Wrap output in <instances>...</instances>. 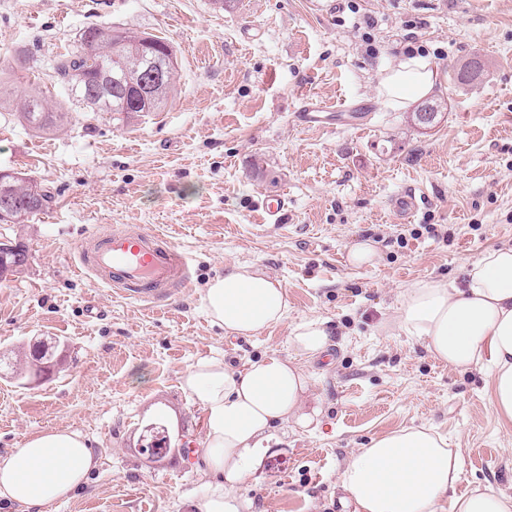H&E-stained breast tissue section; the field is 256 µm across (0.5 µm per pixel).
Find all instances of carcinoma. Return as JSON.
Segmentation results:
<instances>
[{"mask_svg": "<svg viewBox=\"0 0 512 512\" xmlns=\"http://www.w3.org/2000/svg\"><path fill=\"white\" fill-rule=\"evenodd\" d=\"M56 82L66 98L93 112H159L175 91L177 57L167 40L116 26L91 27L76 44L56 54ZM19 123L35 134H50L69 118L62 102L39 92L11 102ZM53 195L27 173L0 177V224H27L49 208Z\"/></svg>", "mask_w": 512, "mask_h": 512, "instance_id": "cac0c4a2", "label": "carcinoma"}]
</instances>
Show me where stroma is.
<instances>
[{
  "label": "stroma",
  "instance_id": "stroma-1",
  "mask_svg": "<svg viewBox=\"0 0 512 512\" xmlns=\"http://www.w3.org/2000/svg\"><path fill=\"white\" fill-rule=\"evenodd\" d=\"M99 25L168 39L176 94L130 120L76 109L43 136L0 109V171L29 173L54 195L31 222L0 224V240L21 241L30 258L0 284V458L67 429L97 466L49 512H191L187 494L223 476L205 469L202 408L182 375L204 357L235 369L288 357L292 325L318 317L333 332L328 358L307 367L321 412L274 426L240 486L249 512H354L339 485L350 451L420 425L460 449L457 492L512 486V437L484 374L449 370L389 326L403 288L461 279L512 242V0H233L221 11L213 0H0V50L24 58L5 70L13 94L35 85L55 98L54 56ZM418 48L444 107L428 130L377 94L393 59ZM473 57L488 72L461 84ZM353 96L371 106L364 128L297 121L305 98L336 107ZM406 189L419 201L408 222L390 206ZM279 194L288 211L275 224L263 204ZM114 224L168 237L192 259L190 287L153 307L77 273L80 241ZM358 241L372 243V263L349 262ZM233 265L282 282L283 322L231 336L211 321L201 290ZM34 339L63 343L66 357L30 387L15 371ZM158 414L190 454H141L139 429Z\"/></svg>",
  "mask_w": 512,
  "mask_h": 512
}]
</instances>
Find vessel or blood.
Instances as JSON below:
<instances>
[{
    "label": "vessel or blood",
    "mask_w": 512,
    "mask_h": 512,
    "mask_svg": "<svg viewBox=\"0 0 512 512\" xmlns=\"http://www.w3.org/2000/svg\"><path fill=\"white\" fill-rule=\"evenodd\" d=\"M298 118L303 125L318 128L335 121L352 127L367 122L366 113L356 111L352 103L331 108L312 98L304 100ZM75 266L99 284L148 303L172 298L189 282L184 252L157 233L126 224L82 241Z\"/></svg>",
    "instance_id": "obj_1"
}]
</instances>
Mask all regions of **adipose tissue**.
I'll return each mask as SVG.
<instances>
[{
    "mask_svg": "<svg viewBox=\"0 0 512 512\" xmlns=\"http://www.w3.org/2000/svg\"><path fill=\"white\" fill-rule=\"evenodd\" d=\"M436 81L426 59L404 55L388 66L378 94L403 108L429 95ZM201 301L230 335H254L288 315L282 283L243 266L210 281ZM392 324L449 369L483 370L495 421L512 432V245L488 250L461 283L424 279L404 288ZM289 344L293 354L285 359L273 355L236 371L224 360L203 358L184 374L183 389L206 415L203 460L224 476L223 484L190 497L193 512H248L237 488L273 425L290 419L309 424L303 364L329 353L331 333L324 320L307 318L292 326ZM93 467L79 434L39 432L0 460V506H52L85 485ZM462 475L460 453L447 438L426 427H403L353 450L340 485L357 512H437L444 499L449 512H512L511 490L478 483L456 493Z\"/></svg>",
    "mask_w": 512,
    "mask_h": 512,
    "instance_id": "1",
    "label": "adipose tissue"
}]
</instances>
